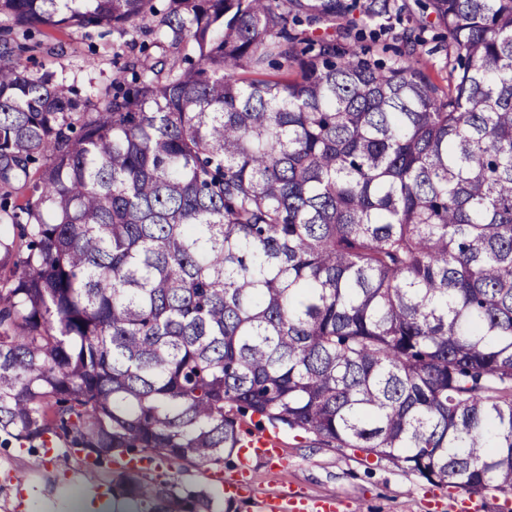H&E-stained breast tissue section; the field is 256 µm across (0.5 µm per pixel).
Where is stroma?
Returning a JSON list of instances; mask_svg holds the SVG:
<instances>
[{"instance_id": "35a3bbf8", "label": "stroma", "mask_w": 512, "mask_h": 512, "mask_svg": "<svg viewBox=\"0 0 512 512\" xmlns=\"http://www.w3.org/2000/svg\"><path fill=\"white\" fill-rule=\"evenodd\" d=\"M38 48L25 54L30 74L53 71L81 94H95L112 81L113 35L98 28L45 31ZM280 456L250 464L254 498L225 496L224 483L234 478L240 455L220 466L182 465L154 460L151 473L174 480L186 491L208 488L222 498L224 512H260L258 498L287 495L316 501L337 497L340 512H449L464 490L431 483L392 462L356 448L325 445L311 433L274 429ZM121 475L120 466L86 467L73 456L42 447H22L0 433V512H83L85 500H108Z\"/></svg>"}]
</instances>
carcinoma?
<instances>
[{"label":"carcinoma","mask_w":512,"mask_h":512,"mask_svg":"<svg viewBox=\"0 0 512 512\" xmlns=\"http://www.w3.org/2000/svg\"><path fill=\"white\" fill-rule=\"evenodd\" d=\"M423 8L0 0L163 56L80 96L0 49V432L129 458L127 512H217L138 464L222 463L233 410L512 496V0Z\"/></svg>","instance_id":"1"}]
</instances>
